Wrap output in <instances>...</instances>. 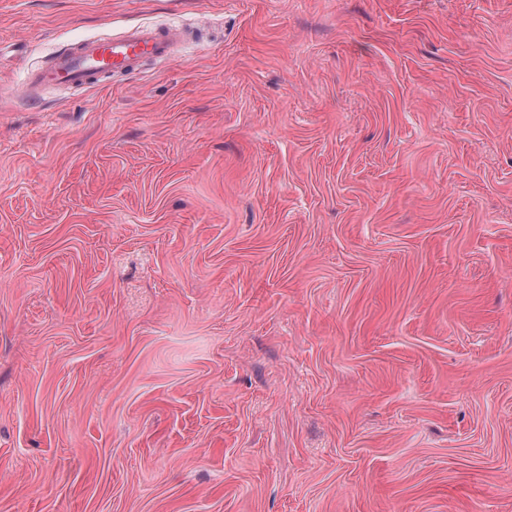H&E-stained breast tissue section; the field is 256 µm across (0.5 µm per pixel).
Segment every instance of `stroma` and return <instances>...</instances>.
<instances>
[{"instance_id": "stroma-1", "label": "stroma", "mask_w": 512, "mask_h": 512, "mask_svg": "<svg viewBox=\"0 0 512 512\" xmlns=\"http://www.w3.org/2000/svg\"><path fill=\"white\" fill-rule=\"evenodd\" d=\"M0 512H512V0H0ZM180 36L172 28L132 25L112 40L84 39L57 53L49 65L32 72L24 93L30 97L32 88L88 87L106 75L136 71L144 60L168 61Z\"/></svg>"}]
</instances>
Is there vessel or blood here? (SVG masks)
<instances>
[{"label":"vessel or blood","instance_id":"vessel-or-blood-1","mask_svg":"<svg viewBox=\"0 0 512 512\" xmlns=\"http://www.w3.org/2000/svg\"><path fill=\"white\" fill-rule=\"evenodd\" d=\"M179 37V31L172 28L132 25L111 40L87 38L57 53L49 65L32 72L26 86L88 87L104 76L136 71L146 60H170Z\"/></svg>","mask_w":512,"mask_h":512}]
</instances>
